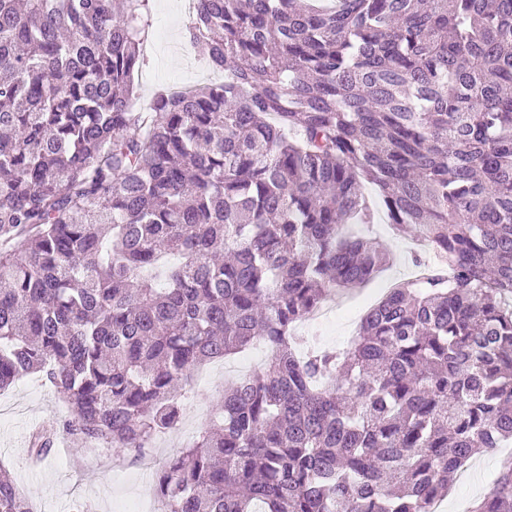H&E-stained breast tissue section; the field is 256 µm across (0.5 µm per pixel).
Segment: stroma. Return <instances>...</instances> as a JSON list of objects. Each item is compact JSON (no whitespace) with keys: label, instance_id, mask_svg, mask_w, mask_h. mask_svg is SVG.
Masks as SVG:
<instances>
[{"label":"stroma","instance_id":"stroma-1","mask_svg":"<svg viewBox=\"0 0 512 512\" xmlns=\"http://www.w3.org/2000/svg\"><path fill=\"white\" fill-rule=\"evenodd\" d=\"M184 0H150L148 37L143 45V62L135 75L140 104L149 107L160 90L188 89L212 81L213 76L200 56H188ZM363 233L377 237L394 256L393 263L364 286L353 291H336L325 300L328 314L305 326L308 334H319L328 350H342L355 339L360 319L368 307L380 301L398 282L416 271L418 243L410 234L395 233L384 217L362 225ZM263 345H255L234 357L215 361L196 370L182 398L183 416L178 429L160 437L156 450L161 459L194 440L213 423L224 381L233 370L260 362ZM69 411L53 387L41 375L32 374L0 392V464L26 491L37 512H123L132 493H143L156 503L152 472L121 448L89 447L68 438L58 439L54 450L40 463L28 457L30 432L43 424L54 425ZM499 452L481 453L458 472L443 504L446 512H468L472 503L487 495L498 475Z\"/></svg>","mask_w":512,"mask_h":512}]
</instances>
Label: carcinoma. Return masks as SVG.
<instances>
[{
	"label": "carcinoma",
	"mask_w": 512,
	"mask_h": 512,
	"mask_svg": "<svg viewBox=\"0 0 512 512\" xmlns=\"http://www.w3.org/2000/svg\"><path fill=\"white\" fill-rule=\"evenodd\" d=\"M149 0H0V391L42 372L58 434L140 458L193 370L257 341L218 421L156 472L164 512H433L512 447V0H195L222 75L137 110ZM434 251L342 352L295 324ZM0 512H33L0 466ZM469 512H512V459Z\"/></svg>",
	"instance_id": "obj_1"
}]
</instances>
